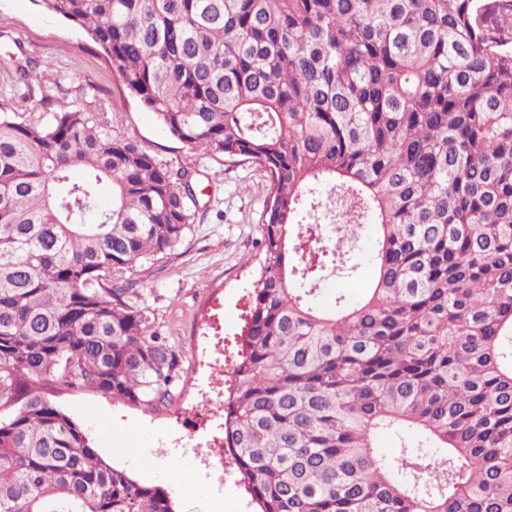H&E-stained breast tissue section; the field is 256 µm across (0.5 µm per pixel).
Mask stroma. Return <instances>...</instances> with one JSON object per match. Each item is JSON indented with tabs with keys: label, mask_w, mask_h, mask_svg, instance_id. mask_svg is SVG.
Instances as JSON below:
<instances>
[{
	"label": "stroma",
	"mask_w": 512,
	"mask_h": 512,
	"mask_svg": "<svg viewBox=\"0 0 512 512\" xmlns=\"http://www.w3.org/2000/svg\"><path fill=\"white\" fill-rule=\"evenodd\" d=\"M52 62L60 82L55 107L79 101L95 109L101 96H122L101 50L73 23L48 13L39 0H0V82L26 59ZM126 137L176 167L195 170L199 200L193 224L166 258L144 263L136 277L142 300L171 345L187 358L175 403L156 409L114 401L97 389H51L52 401L89 433L98 454L135 481L165 488L174 512H256L231 464L207 452L180 457L176 447L183 421L206 399L223 397L228 385L213 381L217 342L234 346L244 324L245 303L260 266L261 215L268 179L258 166L221 155L192 153L172 139L135 98L112 115ZM373 225L358 234L359 268L345 280L325 283L318 297L329 304L335 293L361 300L375 278ZM139 448L132 457L128 445Z\"/></svg>",
	"instance_id": "1"
}]
</instances>
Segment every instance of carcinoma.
I'll list each match as a JSON object with an SVG mask.
<instances>
[{"instance_id":"1","label":"carcinoma","mask_w":512,"mask_h":512,"mask_svg":"<svg viewBox=\"0 0 512 512\" xmlns=\"http://www.w3.org/2000/svg\"><path fill=\"white\" fill-rule=\"evenodd\" d=\"M42 5L173 139L268 173L224 400L260 512H512V0ZM41 103L37 122L0 103V512H173L45 385L172 404L186 358L131 274L184 238L193 173L117 131V98ZM364 224L372 288L317 307Z\"/></svg>"}]
</instances>
